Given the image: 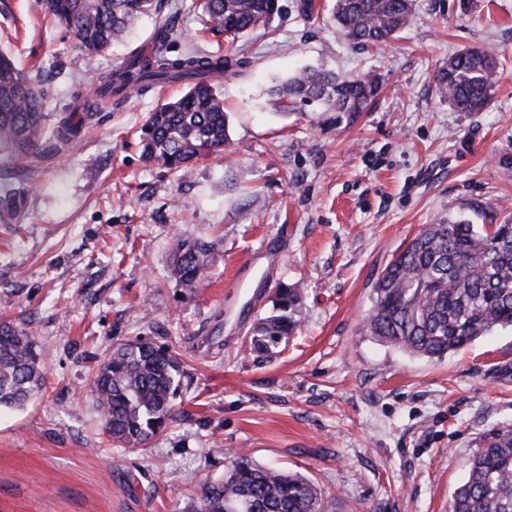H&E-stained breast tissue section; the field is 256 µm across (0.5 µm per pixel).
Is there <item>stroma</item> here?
Listing matches in <instances>:
<instances>
[{
	"mask_svg": "<svg viewBox=\"0 0 512 512\" xmlns=\"http://www.w3.org/2000/svg\"><path fill=\"white\" fill-rule=\"evenodd\" d=\"M281 2L222 85L230 147L179 179L138 141L184 85L91 103L86 86L164 23L168 56L224 46L192 0H162L92 58L39 0H0V49L40 85L46 113L32 156L0 158L22 206L0 223V320L31 331L47 362L45 389L0 409V512H186L196 482L223 478L230 449L301 472L343 512H448L485 438L512 429L511 330L439 360L361 330L373 283L426 225L473 219L476 202L512 212V0H417L401 38L368 49L344 41L329 13L305 20L297 0ZM469 47L505 61L484 112L455 111L435 91V66ZM312 67L370 69L383 84L350 121L272 95ZM79 108V131L55 137ZM183 238L216 256L191 295L170 274ZM272 239L278 250L262 252ZM245 264L247 288L225 293ZM283 283L302 289L300 330L254 351L248 331ZM136 338L177 350L184 374L167 429L117 448L90 382Z\"/></svg>",
	"mask_w": 512,
	"mask_h": 512,
	"instance_id": "obj_1",
	"label": "stroma"
}]
</instances>
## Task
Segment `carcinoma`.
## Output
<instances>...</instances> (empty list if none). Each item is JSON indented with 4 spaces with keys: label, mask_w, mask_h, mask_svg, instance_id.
Segmentation results:
<instances>
[{
    "label": "carcinoma",
    "mask_w": 512,
    "mask_h": 512,
    "mask_svg": "<svg viewBox=\"0 0 512 512\" xmlns=\"http://www.w3.org/2000/svg\"><path fill=\"white\" fill-rule=\"evenodd\" d=\"M160 0H45L44 10L70 31L89 57L123 39L142 14ZM415 0H335L336 29L351 44L379 46L399 37ZM213 29L224 31L227 47L190 50L168 58L143 50L117 61L97 76L95 99L133 88L187 82L175 101L148 113L140 140L148 161L184 177L199 158L229 146V117L217 79L238 74L245 64L240 43L280 13L278 0H200ZM501 59L480 48L463 49L438 68L437 95L459 112H482L492 102ZM371 71L349 76L311 68L289 78L278 92L292 100L315 101L327 112L353 116L380 88ZM43 95L0 51V151L33 153L42 133ZM485 223L442 220L423 229L382 271L362 331L411 355L439 359L498 330L512 329V216L476 205ZM211 246L179 240L172 275L192 294L207 280ZM299 288L276 291L275 312L253 326L250 343L269 351L294 335ZM182 361L169 347L141 340L123 344L95 370L90 390L104 433L124 448H137L164 431L172 419ZM44 357L33 334L0 321V407L22 408L43 385ZM224 478L203 484L189 512H340L299 472L255 462L242 451L228 453ZM448 512H512V429L492 434L469 464Z\"/></svg>",
    "instance_id": "1"
}]
</instances>
